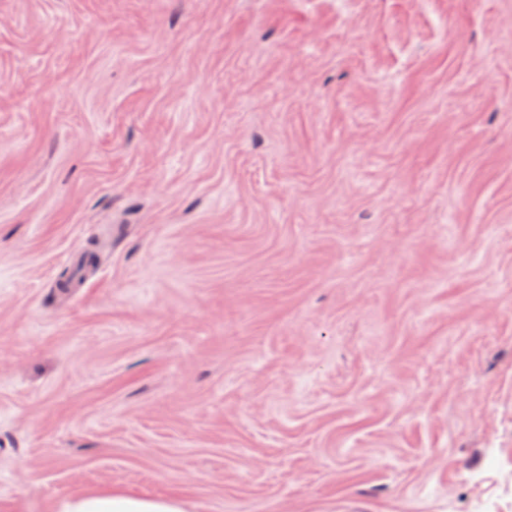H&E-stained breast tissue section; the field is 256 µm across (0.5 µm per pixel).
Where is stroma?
<instances>
[{"instance_id": "obj_1", "label": "stroma", "mask_w": 512, "mask_h": 512, "mask_svg": "<svg viewBox=\"0 0 512 512\" xmlns=\"http://www.w3.org/2000/svg\"><path fill=\"white\" fill-rule=\"evenodd\" d=\"M512 512V0H0V512ZM59 512H184L176 498L150 499L119 492H104L77 497Z\"/></svg>"}]
</instances>
